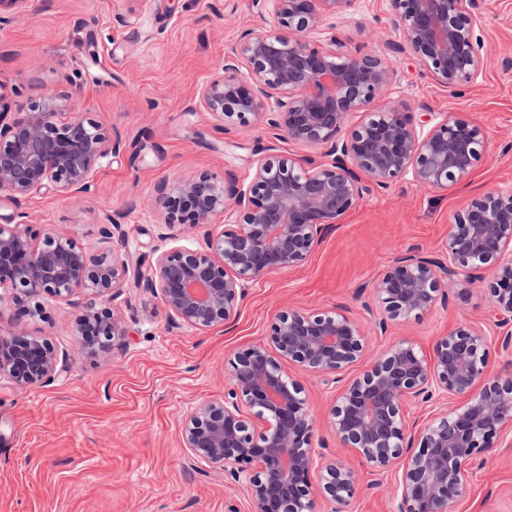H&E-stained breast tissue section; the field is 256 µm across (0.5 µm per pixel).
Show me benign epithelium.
I'll return each instance as SVG.
<instances>
[{"mask_svg": "<svg viewBox=\"0 0 512 512\" xmlns=\"http://www.w3.org/2000/svg\"><path fill=\"white\" fill-rule=\"evenodd\" d=\"M30 0H0V28ZM356 0H252L278 28L298 33L327 17L350 12ZM394 26L422 71L444 87H469L487 66L480 35V0H389ZM397 71L384 53H361L333 31L312 47L299 37L243 29L225 48L221 72L199 92L198 105L217 129L268 128L275 140L317 148L320 154L260 150L247 186L200 173L161 182L153 204L160 216L152 263L132 261L118 217H100L92 248L50 230L33 229L26 215L0 224V288L27 316L47 318L44 302L84 305L77 353L108 361L126 336L118 300L129 283L158 296L175 328L208 330L239 315L247 289L271 272L297 268L324 231L354 209L373 188L400 178L426 188L466 180L480 158V131L446 114L414 123L393 97ZM380 102L374 117L351 126V116ZM57 98L44 95L12 119L0 113V191L18 203L43 190L88 193L95 172L120 153L122 139L86 113L62 116ZM224 215V226L214 219ZM190 234L192 246L164 243ZM512 188L472 197L451 225L439 253L413 249L396 258L375 284L382 317L406 318L448 303V288L476 271L495 267L489 288L494 326L512 346ZM489 336L459 325L439 338L432 356L401 341L356 375L365 333L341 310L280 312L263 341L237 351L224 371L230 387L196 405L180 429L192 456L224 471L242 486L257 512H319L317 498L344 505L357 493L358 476L345 458L324 466L319 493L311 474L324 449L314 447L318 425L303 372L340 383L327 424L348 452L375 473L401 464L396 512H450L472 471L483 464L503 425L512 422V377L490 371ZM63 371L43 336L14 330L0 336V378L30 388ZM457 402L417 431L404 417L408 403Z\"/></svg>", "mask_w": 512, "mask_h": 512, "instance_id": "1", "label": "benign epithelium"}]
</instances>
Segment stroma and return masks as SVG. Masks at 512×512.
<instances>
[{"label": "stroma", "instance_id": "1", "mask_svg": "<svg viewBox=\"0 0 512 512\" xmlns=\"http://www.w3.org/2000/svg\"><path fill=\"white\" fill-rule=\"evenodd\" d=\"M388 0H356L333 18L351 48L371 50L365 28L396 39ZM488 64L461 91L422 76L412 55L394 61L397 94L410 112L452 114L477 125L480 159L470 177L443 188L401 179L365 195L325 232L301 267L273 272L249 288L237 319L207 332L169 325L161 300L135 286L125 297L141 315L109 362L76 353L80 305L51 303L48 318L19 314L0 302V332L21 326L46 336L67 369L55 381L22 389L0 378V512H256L254 502L222 470L192 457L180 441L182 420L220 396L224 365L260 342L283 308H341L364 325L380 316L374 285L400 255L440 250L471 196L512 186V0H482ZM272 31L271 16L251 0H32L0 29V110L26 111L48 87L67 111L87 112L122 137L123 148L99 169L91 192H43L21 202L0 194V224L23 212L28 223L64 233L83 247L100 236L102 211L118 215L133 258L151 256L159 216L152 206L159 181L208 171L248 183L258 149L300 153L255 125L222 132L197 104L239 27ZM493 268L448 292L447 305L393 323L368 338L370 356L406 340L429 353L462 323L488 325ZM317 437L339 454L323 421L335 383L305 380ZM362 489L347 504L321 512H389L394 475L377 476L352 458ZM451 512H512V427L494 441Z\"/></svg>", "mask_w": 512, "mask_h": 512}]
</instances>
